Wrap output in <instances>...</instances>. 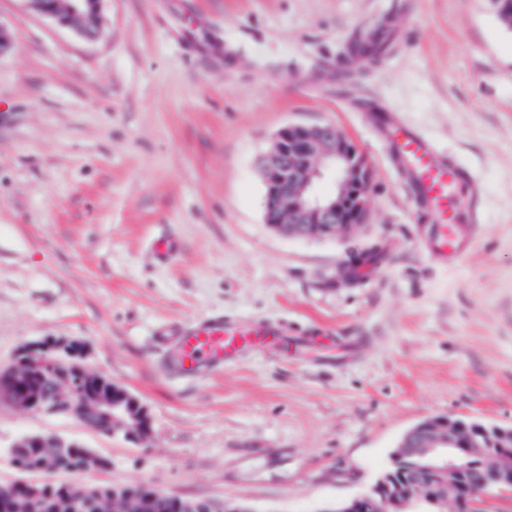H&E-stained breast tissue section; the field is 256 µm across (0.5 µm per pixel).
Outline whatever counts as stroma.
I'll list each match as a JSON object with an SVG mask.
<instances>
[{
  "instance_id": "35a3bbf8",
  "label": "stroma",
  "mask_w": 512,
  "mask_h": 512,
  "mask_svg": "<svg viewBox=\"0 0 512 512\" xmlns=\"http://www.w3.org/2000/svg\"><path fill=\"white\" fill-rule=\"evenodd\" d=\"M385 20L375 60L338 65ZM0 23V369L80 342L152 427L137 444L1 398L0 484L30 477L10 448L38 433L109 462L56 481L320 512L369 490L423 420L512 426V30L490 0H104L93 42L25 0H0ZM384 106L481 184L457 267L418 246L429 218L372 126ZM320 122L371 164L367 216L291 239L263 221L257 162L284 125ZM214 312L287 335L168 374L157 326Z\"/></svg>"
}]
</instances>
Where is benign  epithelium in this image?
<instances>
[{"label": "benign epithelium", "mask_w": 512, "mask_h": 512, "mask_svg": "<svg viewBox=\"0 0 512 512\" xmlns=\"http://www.w3.org/2000/svg\"><path fill=\"white\" fill-rule=\"evenodd\" d=\"M37 13L73 29L87 41L97 39L100 32L101 3L103 0H28ZM265 188L264 223L273 230L293 239L334 238L352 232L363 223L368 209V195L372 171L366 158L342 135L333 123L316 125H286L273 137L269 150L258 162ZM331 178L336 190L320 195L316 188L320 181ZM68 355H80L76 342L59 343L43 340L24 347L18 354L21 366L15 368L12 385L0 389L15 404L35 411H55L34 374L44 368V352L48 349ZM49 376L57 392L76 391L88 396L91 411L112 424V434L140 443L150 436L148 411L126 390L110 383L102 388L103 380L91 375L75 360L65 363V370L53 371ZM469 425L461 420L434 417L408 431L392 455L395 466L406 464L413 449L426 443L427 451L436 458L431 471L448 480H454L459 471L457 457L447 449L459 445L457 430ZM36 445L55 448H75L77 444L58 438L46 439L38 434L20 437L12 446V454ZM497 461L502 468L494 475V486L486 494L512 491V468L508 457ZM392 475L380 478L372 489L348 500L343 512H397L408 509L412 503L402 500L390 491Z\"/></svg>", "instance_id": "benign-epithelium-1"}]
</instances>
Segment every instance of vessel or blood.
<instances>
[{
	"mask_svg": "<svg viewBox=\"0 0 512 512\" xmlns=\"http://www.w3.org/2000/svg\"><path fill=\"white\" fill-rule=\"evenodd\" d=\"M377 126L405 177L410 199L432 218L419 240L422 252L441 265L458 264L472 247L479 220L477 182L440 154L434 141L404 121L399 112L382 109ZM157 332L167 347L170 370L194 378L223 370L245 352L276 339L283 330L267 321L245 326L209 314L161 325Z\"/></svg>",
	"mask_w": 512,
	"mask_h": 512,
	"instance_id": "obj_1",
	"label": "vessel or blood"
}]
</instances>
